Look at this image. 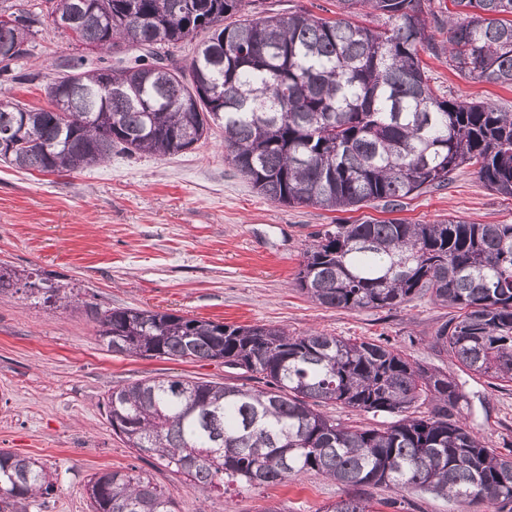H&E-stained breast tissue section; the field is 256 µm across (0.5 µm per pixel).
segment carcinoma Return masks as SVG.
Masks as SVG:
<instances>
[{
	"mask_svg": "<svg viewBox=\"0 0 512 512\" xmlns=\"http://www.w3.org/2000/svg\"><path fill=\"white\" fill-rule=\"evenodd\" d=\"M0 0V84L27 58L45 19H79L73 39L113 55L104 66L62 57L48 106L0 99V158L63 173L112 152L174 155L218 122L225 159L280 205L399 211L404 199L448 185L473 166L512 199V112L430 86L423 56L458 75L512 86V0H450L446 44L428 31L434 0H336L339 17L284 13L263 0ZM365 16L377 22L353 21ZM207 36L189 66L171 49ZM20 275L0 267V296ZM297 288L326 308L392 309L416 298L454 309L430 345L472 376L512 383V224L365 220L334 224L306 246ZM45 306L69 296L34 282ZM115 355L219 361L245 383L183 376L118 384L104 399L113 432L202 491L275 486L309 473L354 489H421L461 506L512 512V446L489 447L470 426L458 378L420 366L388 342L276 325L241 326L134 307L95 313ZM336 404L397 420L349 426ZM94 512H177L152 475L105 470L88 483ZM54 492L38 461L0 451V500L29 512ZM323 512H377L349 496Z\"/></svg>",
	"mask_w": 512,
	"mask_h": 512,
	"instance_id": "obj_1",
	"label": "carcinoma"
}]
</instances>
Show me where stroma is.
I'll return each instance as SVG.
<instances>
[{"label": "stroma", "mask_w": 512, "mask_h": 512, "mask_svg": "<svg viewBox=\"0 0 512 512\" xmlns=\"http://www.w3.org/2000/svg\"><path fill=\"white\" fill-rule=\"evenodd\" d=\"M83 49L44 24L9 89L31 107L61 57ZM433 86L467 101L512 111V87L458 77L429 59ZM381 209L330 212L288 207L258 195L224 158L222 135L175 156L113 153L106 163L43 174L0 161V265L64 284L70 307L34 304L25 293L0 297V450L38 459L55 485L30 512H91L89 479L111 469L150 472L178 512H322L348 488L317 475L221 495L202 492L157 460H140L112 430L102 402L112 386L145 377L223 381L224 366L116 356L96 336L94 314L114 307L175 311L191 317L272 324L292 334L319 330L345 338L386 339L411 360L455 372L429 341L452 311L428 298L387 310L321 307L294 276L313 236L339 221L385 219ZM397 219L436 224L451 218L512 224V199L488 190L473 167L447 187L408 200ZM469 419L490 447L512 444V385L469 377Z\"/></svg>", "instance_id": "1"}]
</instances>
